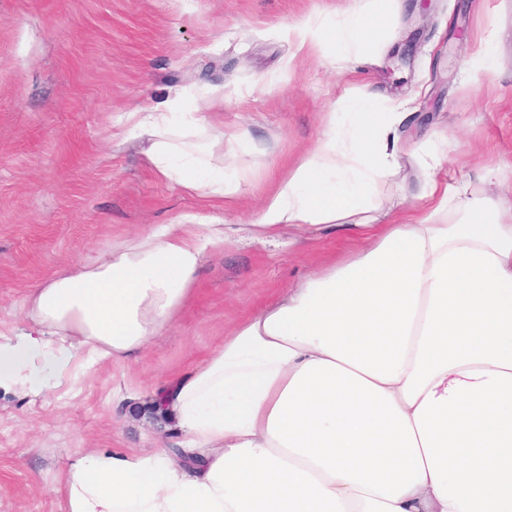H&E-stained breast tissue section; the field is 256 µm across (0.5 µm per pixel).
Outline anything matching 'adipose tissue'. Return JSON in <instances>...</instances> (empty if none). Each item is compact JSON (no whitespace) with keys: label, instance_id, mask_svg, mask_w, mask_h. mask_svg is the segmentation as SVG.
Instances as JSON below:
<instances>
[{"label":"adipose tissue","instance_id":"ef3b65f1","mask_svg":"<svg viewBox=\"0 0 512 512\" xmlns=\"http://www.w3.org/2000/svg\"><path fill=\"white\" fill-rule=\"evenodd\" d=\"M394 0L289 29L348 60L376 44ZM396 107L361 86L281 178L254 229L350 225L358 246L234 323L165 391L174 435L150 452L78 448L62 512H512V189L487 202L441 182L436 136L416 151L422 208L374 223L397 159ZM146 106L121 119L150 136L156 174L205 200L240 196L221 140L200 148ZM221 224H155L64 268L0 331V388L39 396L74 358L132 362L176 324Z\"/></svg>","mask_w":512,"mask_h":512}]
</instances>
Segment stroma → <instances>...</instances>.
I'll use <instances>...</instances> for the list:
<instances>
[{
	"mask_svg": "<svg viewBox=\"0 0 512 512\" xmlns=\"http://www.w3.org/2000/svg\"><path fill=\"white\" fill-rule=\"evenodd\" d=\"M351 0H0V330L25 328L23 301L58 269L106 252L152 224L216 216L229 229L208 256L179 324L135 363L109 362L37 397L0 390V512H62L55 491L72 449L150 450L170 431L148 406L224 331L353 244L345 227L250 237L275 183L313 148L328 113L368 83L409 113L397 164L379 185L377 223L423 185L414 145L449 136L440 176L469 178L481 198L512 181V0H404L358 61L298 48L287 30ZM494 31L497 68L472 78L468 51ZM175 100L211 131L246 130L224 146L244 191L216 208L159 178L148 139L122 140L116 119ZM211 131L197 133L207 143Z\"/></svg>",
	"mask_w": 512,
	"mask_h": 512,
	"instance_id": "1",
	"label": "stroma"
}]
</instances>
